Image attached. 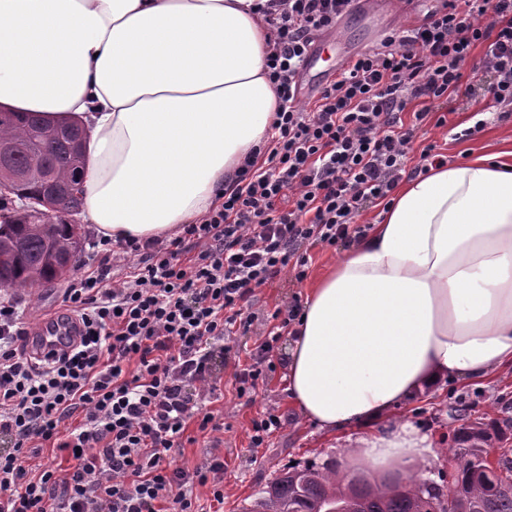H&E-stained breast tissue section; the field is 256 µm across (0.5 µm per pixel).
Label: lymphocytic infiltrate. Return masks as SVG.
<instances>
[{
    "label": "lymphocytic infiltrate",
    "mask_w": 512,
    "mask_h": 512,
    "mask_svg": "<svg viewBox=\"0 0 512 512\" xmlns=\"http://www.w3.org/2000/svg\"><path fill=\"white\" fill-rule=\"evenodd\" d=\"M354 2L270 0L266 67L280 103L265 144L200 223L164 239H99L102 260L63 299L82 323L78 343L31 363L18 304L0 298V512H200L196 484L223 503V457L188 471L173 452L189 425L223 431L208 408L222 394L213 363L229 359L234 329L249 327L256 288L284 273L302 279L309 248L348 240L405 175L419 126H447L463 97L512 112V0H441L420 26L353 56L301 107L316 36ZM476 50L480 66L464 73ZM116 258L131 262L118 278ZM300 310H275L236 372L238 394L255 391ZM48 445L72 451L65 473L36 466Z\"/></svg>",
    "instance_id": "obj_1"
}]
</instances>
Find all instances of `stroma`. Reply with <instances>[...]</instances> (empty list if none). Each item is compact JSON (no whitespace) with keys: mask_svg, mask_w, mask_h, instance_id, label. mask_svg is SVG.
Segmentation results:
<instances>
[{"mask_svg":"<svg viewBox=\"0 0 512 512\" xmlns=\"http://www.w3.org/2000/svg\"><path fill=\"white\" fill-rule=\"evenodd\" d=\"M403 23L402 15L392 9H380L369 15L355 11L342 22L338 47L352 54L369 49L376 46L389 30ZM484 120L481 132L469 139L456 140L445 130L426 127L418 132L416 143L424 146L430 141H438L452 162L471 153L492 154L511 148L512 112L504 118L498 113L488 112ZM348 248L345 242L333 247L315 248L304 281H295L291 275L285 274L273 285L257 289L254 317L247 332L237 333L238 344H251L259 339L274 310L287 308L294 300L304 299L310 281L323 275ZM67 286V280L63 279L14 292L13 297L19 302L26 328L36 326L38 313L60 307ZM290 342L291 337L286 334L275 343L273 369L252 396H238L232 367L217 364L216 372L224 384V397L215 402L214 408L224 414L223 441L215 443L213 438L198 433L192 427L188 433L194 436V443L186 445L176 456L177 464L187 468L200 464L211 454L223 456L224 503L219 507L220 512H242L253 495L291 464L334 461L346 465L348 452L356 446L359 430L318 431L289 401L285 375ZM461 398L468 403V412L472 416L499 415L502 405L512 402V372L504 373L489 384H461L448 380L438 389L418 391L400 407V415L435 440L434 455L426 463L425 470L429 479L438 484L448 480L452 471L450 447L454 424L448 416V405ZM269 409L282 415L283 424L269 435L263 447L251 448L252 421Z\"/></svg>","mask_w":512,"mask_h":512,"instance_id":"obj_1","label":"stroma"}]
</instances>
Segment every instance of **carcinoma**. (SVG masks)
<instances>
[{"label": "carcinoma", "mask_w": 512, "mask_h": 512, "mask_svg": "<svg viewBox=\"0 0 512 512\" xmlns=\"http://www.w3.org/2000/svg\"><path fill=\"white\" fill-rule=\"evenodd\" d=\"M78 126L50 128L17 112H0V288L22 290L38 281L63 277L81 251L78 226L35 209L44 184L55 183L70 214L83 205V152ZM512 416L465 418L454 428L452 479L442 506L413 474H397L381 483L365 475L340 473L336 463H306L279 473L251 501L245 512H512ZM503 449L497 469L487 457L494 445Z\"/></svg>", "instance_id": "cac0c4a2"}]
</instances>
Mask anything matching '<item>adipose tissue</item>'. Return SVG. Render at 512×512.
<instances>
[{"label": "adipose tissue", "instance_id": "obj_1", "mask_svg": "<svg viewBox=\"0 0 512 512\" xmlns=\"http://www.w3.org/2000/svg\"><path fill=\"white\" fill-rule=\"evenodd\" d=\"M256 0H0V107L86 131L99 236L196 224L278 101ZM512 368V150L430 166L308 290L287 391L318 429L359 428L382 480L434 442L394 412L432 382Z\"/></svg>", "mask_w": 512, "mask_h": 512}]
</instances>
